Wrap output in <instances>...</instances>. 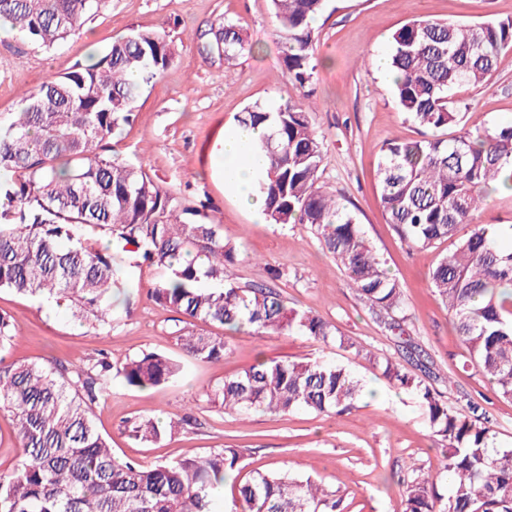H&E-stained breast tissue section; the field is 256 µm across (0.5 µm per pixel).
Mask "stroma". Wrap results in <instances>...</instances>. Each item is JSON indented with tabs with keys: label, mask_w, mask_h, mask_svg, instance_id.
I'll use <instances>...</instances> for the list:
<instances>
[{
	"label": "stroma",
	"mask_w": 512,
	"mask_h": 512,
	"mask_svg": "<svg viewBox=\"0 0 512 512\" xmlns=\"http://www.w3.org/2000/svg\"><path fill=\"white\" fill-rule=\"evenodd\" d=\"M434 18L463 24L512 18V0H328L314 23L318 38L311 82L288 78L283 44L268 0H102L84 33L45 50L0 33V113L18 111L24 94L74 64H86L112 40L134 31L166 33L176 59L166 76L149 87L135 119L116 138L120 157L142 163L177 201L205 203V222L221 225L235 246L232 266L240 285L272 283L288 306L318 312L341 335L381 356L395 355L398 338L383 318L358 300L345 271L324 251L310 225L275 224L243 208L224 188L212 162L224 128L254 104L313 106L323 141L319 183L354 212L388 271L404 292L405 333L434 372L433 387L450 406L466 398L487 399L497 441L512 446V401L496 397L488 381L464 367V348L447 308L435 297L429 273L453 249L446 241L430 250L408 247L387 224L379 198L376 165L386 141L420 139L427 131L402 113L392 83L375 59L391 51L393 33L410 20ZM237 26L250 47L234 64L205 48L204 33L224 23ZM467 126L490 127L512 120V50L501 54L489 83L455 89ZM284 275L270 281L268 270ZM157 273L136 272L139 292L127 317L112 327L74 321L67 305H43L0 290V313L11 316L15 338L1 355L37 364L55 360L84 366L99 351L114 366L144 351L166 354L180 366L169 384L141 390L113 375L94 409L99 431L115 456L142 465L203 454L231 445L252 470L308 477L341 500L337 512H403L409 471L433 477L447 492L442 452L429 436L415 396L389 386L375 365L336 343L299 334L258 336L227 333L228 352L218 362L186 355L172 334L173 312L149 295ZM323 360L344 365L365 390L356 409L341 415L294 411L241 416L210 406L203 394L257 360ZM191 412L195 427L161 441L138 445L122 432L123 421L145 416L166 422Z\"/></svg>",
	"instance_id": "1"
}]
</instances>
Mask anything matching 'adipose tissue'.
<instances>
[{"mask_svg":"<svg viewBox=\"0 0 512 512\" xmlns=\"http://www.w3.org/2000/svg\"><path fill=\"white\" fill-rule=\"evenodd\" d=\"M265 127L238 125L223 133L214 151L215 160L224 178V187L245 208L263 211L265 200L258 190L259 181L266 174L263 161L250 156L249 149L266 135Z\"/></svg>","mask_w":512,"mask_h":512,"instance_id":"1","label":"adipose tissue"}]
</instances>
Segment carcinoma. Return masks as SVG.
Returning <instances> with one entry per match:
<instances>
[{
	"label": "carcinoma",
	"instance_id": "cac0c4a2",
	"mask_svg": "<svg viewBox=\"0 0 512 512\" xmlns=\"http://www.w3.org/2000/svg\"><path fill=\"white\" fill-rule=\"evenodd\" d=\"M285 45L288 77L300 85L315 71L314 22L326 0H269ZM101 0H0V30L50 50L82 34ZM213 50L232 62L247 51L234 25L214 35ZM512 50V18L459 25L409 22L392 35L393 92L409 119L432 131L458 128L450 139L390 140L378 159L380 203L409 247L427 250L457 239L430 273L470 364L512 400V247L498 224H475L498 182L512 184V122L468 128L451 92L482 84ZM168 35L138 31L112 42L95 62L75 64L28 91L18 112L0 113V289L45 302H66L93 328L112 325L114 309L130 308L134 269L160 273L157 304L179 315L171 334L196 360L218 361L225 330L257 335L297 332L336 341L381 370L393 387L418 399L431 437L445 449L447 502L428 476L406 486L403 512H512V447L496 443L490 412L479 401L458 409L407 364L380 357L338 334L312 310L287 306L264 284L239 286L229 275L235 247L220 226L196 220L199 209L173 204L170 192L133 161L112 154L108 140L133 121L145 89L172 66ZM238 124L264 125L258 149L269 167L260 182L274 224H309L322 248L342 265L359 300L404 334L400 281L384 268L355 216L318 185L322 140L312 112L292 104H255ZM461 224L470 234L457 237ZM112 359L102 352L78 369L0 357V412L9 413L24 459L0 477V512H213L214 491L240 475L243 454L226 446L155 465L124 462L99 432L93 409L112 384ZM180 372L172 358L143 352L122 364L130 387L149 389ZM347 368L323 361H259L205 393L239 414L307 410L340 414L361 395ZM197 419L165 427L151 419L123 422L136 444L159 441ZM335 493L288 474L254 471L238 484L230 512H336Z\"/></svg>",
	"mask_w": 512,
	"mask_h": 512
}]
</instances>
